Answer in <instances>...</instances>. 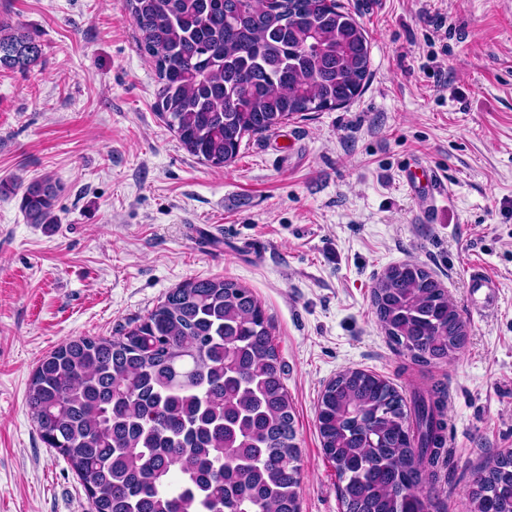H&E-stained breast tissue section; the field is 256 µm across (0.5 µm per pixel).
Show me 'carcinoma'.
<instances>
[{"mask_svg":"<svg viewBox=\"0 0 512 512\" xmlns=\"http://www.w3.org/2000/svg\"><path fill=\"white\" fill-rule=\"evenodd\" d=\"M155 67V111L181 146L213 168L245 137L348 105L370 75L363 27L338 0H125ZM42 54L0 21V68ZM60 186L22 187L31 224H53ZM389 341L421 365L467 340L448 291L413 262L387 267L372 291ZM27 405L41 442L67 459L91 512H300L295 414L270 324L253 291L189 279L116 336L78 337L43 358ZM447 394L408 400L385 377L348 368L316 411L343 512H434L447 463ZM467 512H512V451L472 473Z\"/></svg>","mask_w":512,"mask_h":512,"instance_id":"carcinoma-1","label":"carcinoma"}]
</instances>
